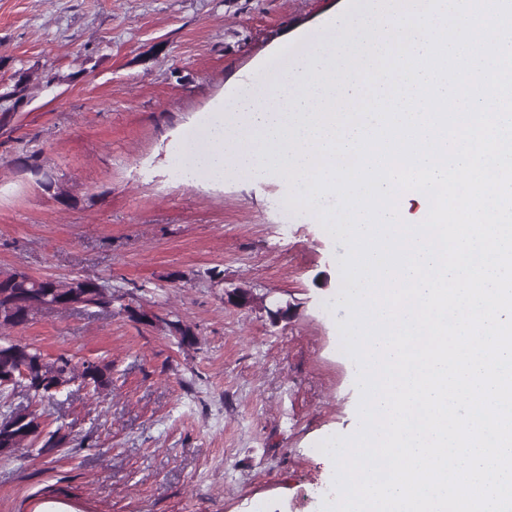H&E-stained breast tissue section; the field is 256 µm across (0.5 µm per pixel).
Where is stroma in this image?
Returning <instances> with one entry per match:
<instances>
[{"label":"stroma","instance_id":"stroma-1","mask_svg":"<svg viewBox=\"0 0 512 512\" xmlns=\"http://www.w3.org/2000/svg\"><path fill=\"white\" fill-rule=\"evenodd\" d=\"M345 0H0V87L30 95L0 132V269L108 282L131 313H39L24 342L112 362V386L36 402L69 433L0 461V512H315L317 454L356 426L355 363L338 329L348 254L289 220L283 181L175 175L182 128L269 56L323 41ZM38 154L66 193L24 170ZM249 291L250 306L229 298ZM290 304L272 322V302ZM191 326L182 348L150 316Z\"/></svg>","mask_w":512,"mask_h":512}]
</instances>
